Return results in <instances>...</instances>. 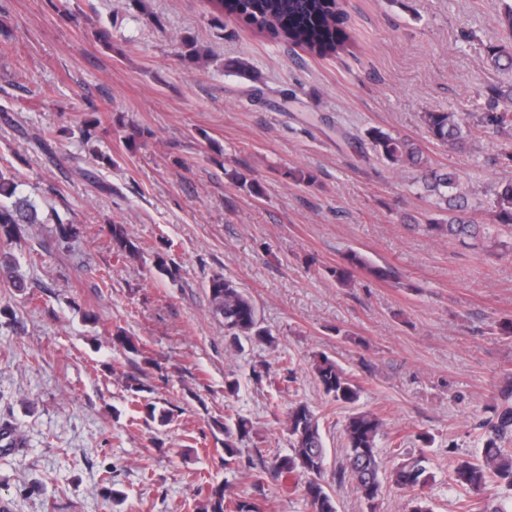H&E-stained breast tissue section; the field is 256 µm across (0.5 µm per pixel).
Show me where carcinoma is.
I'll return each mask as SVG.
<instances>
[{
  "mask_svg": "<svg viewBox=\"0 0 512 512\" xmlns=\"http://www.w3.org/2000/svg\"><path fill=\"white\" fill-rule=\"evenodd\" d=\"M219 12H228L249 26L267 30L272 36L323 56L336 52L349 38L343 27L344 15L337 0H211ZM498 25L506 40L485 46V55L495 68L512 67V6L498 16ZM488 127L502 128L512 123V85L492 90L489 111L483 114ZM428 137L450 149H463L470 141L467 119L455 112H425L422 115ZM373 152L396 168L411 167L420 171L419 190L434 199L436 211L448 217L430 219L423 228L437 236L448 237L466 247L491 238L493 232L506 229L512 233V178L498 182L491 190L486 215L489 223L478 224L470 216L467 193L462 191L461 176L452 171L434 170L428 166L420 149L410 140L379 128L367 131ZM16 176L0 168V252L23 248L20 225L37 223L35 208L17 197ZM112 243L117 249L134 257L137 248L123 224L111 225ZM377 279H396L390 267L372 265L358 252H350L343 263L331 270L336 281L346 284L359 271ZM213 311L224 320V330L232 342L255 339L271 340L260 327L259 313L253 299L236 283L222 276L209 281ZM112 345L139 354L132 337L118 329L112 334ZM323 391L334 401L353 405L358 401L360 387L336 362L320 355L314 365ZM494 435L489 437L479 457H462L448 471L451 484L467 492L479 491L495 482L512 489V451L501 448L498 441L512 432V406L495 410ZM383 423L373 413L355 411L344 425L345 464L341 473L348 476L367 512H376V503L383 487L377 439ZM246 433L243 422L224 424V465L236 463L239 449L236 438ZM291 453L275 461L281 473L312 474L315 468L325 469L327 450L313 412L303 403L291 408L288 415ZM392 482L402 488H415L429 480L426 458L422 455L403 460L391 473ZM304 496L310 512H338L335 495L319 480H307ZM203 512H263L260 503L239 500L225 504L224 487L207 491Z\"/></svg>",
  "mask_w": 512,
  "mask_h": 512,
  "instance_id": "1",
  "label": "carcinoma"
}]
</instances>
